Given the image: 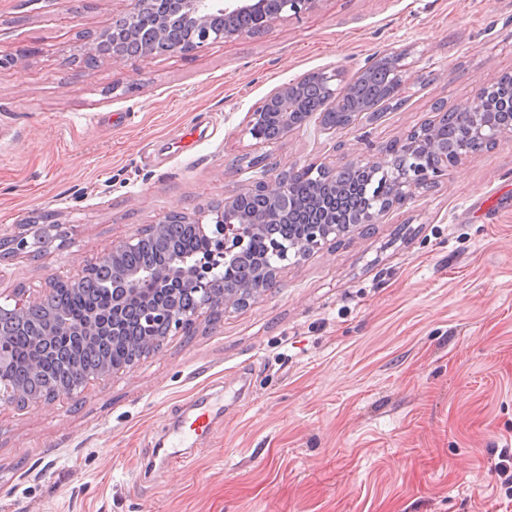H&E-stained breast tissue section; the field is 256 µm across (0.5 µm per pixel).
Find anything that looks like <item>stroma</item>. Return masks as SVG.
Returning a JSON list of instances; mask_svg holds the SVG:
<instances>
[{
    "instance_id": "35a3bbf8",
    "label": "stroma",
    "mask_w": 512,
    "mask_h": 512,
    "mask_svg": "<svg viewBox=\"0 0 512 512\" xmlns=\"http://www.w3.org/2000/svg\"><path fill=\"white\" fill-rule=\"evenodd\" d=\"M128 0H0V304L40 297L113 241L276 170L381 149L512 74V0H317L251 38L98 59ZM404 52L400 106L259 148L249 112L313 71ZM214 405L174 458L175 423ZM512 448V137L364 234L281 262L129 372L0 406V512H505ZM491 470L497 476L501 489L504 488L506 498L512 503V448L500 450L498 462L493 464Z\"/></svg>"
}]
</instances>
